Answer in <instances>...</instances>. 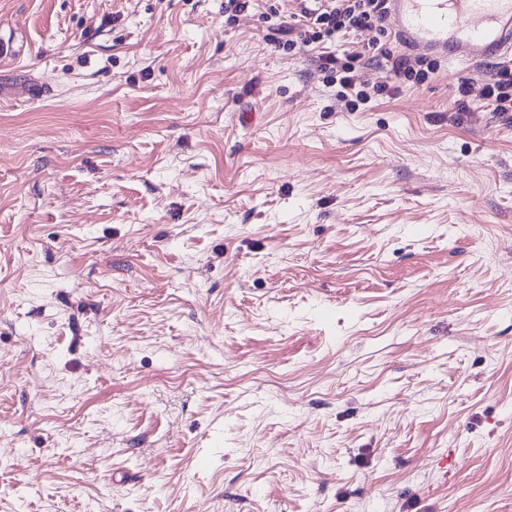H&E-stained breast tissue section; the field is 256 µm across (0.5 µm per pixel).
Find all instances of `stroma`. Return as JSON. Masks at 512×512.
<instances>
[{
    "instance_id": "1",
    "label": "stroma",
    "mask_w": 512,
    "mask_h": 512,
    "mask_svg": "<svg viewBox=\"0 0 512 512\" xmlns=\"http://www.w3.org/2000/svg\"><path fill=\"white\" fill-rule=\"evenodd\" d=\"M266 34L0 0V512H512V117Z\"/></svg>"
}]
</instances>
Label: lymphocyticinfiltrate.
I'll return each mask as SVG.
<instances>
[{
  "label": "lymphocytic infiltrate",
  "instance_id": "obj_1",
  "mask_svg": "<svg viewBox=\"0 0 512 512\" xmlns=\"http://www.w3.org/2000/svg\"><path fill=\"white\" fill-rule=\"evenodd\" d=\"M388 10L387 0H273L259 19L267 23V40L275 50L289 55L315 51L324 83L336 86L339 100L352 111L368 104L383 88L363 80L357 67L360 52L346 48L351 38L369 33L372 61H385L398 85L423 83L440 66L439 59L411 58L395 51L388 38ZM489 70L479 87L461 86L458 111H469V96L475 92L495 112H512V63L498 61Z\"/></svg>",
  "mask_w": 512,
  "mask_h": 512
}]
</instances>
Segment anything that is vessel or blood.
<instances>
[{
    "label": "vessel or blood",
    "instance_id": "b4317fda",
    "mask_svg": "<svg viewBox=\"0 0 512 512\" xmlns=\"http://www.w3.org/2000/svg\"><path fill=\"white\" fill-rule=\"evenodd\" d=\"M388 28L417 56L466 62L512 51V0H389Z\"/></svg>",
    "mask_w": 512,
    "mask_h": 512
}]
</instances>
